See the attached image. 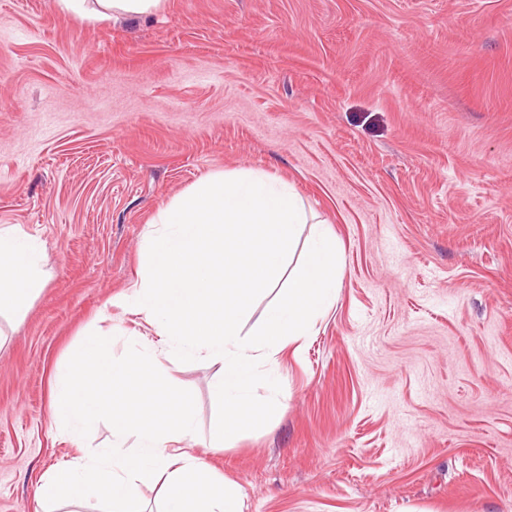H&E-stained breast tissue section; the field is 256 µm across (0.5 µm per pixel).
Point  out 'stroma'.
I'll use <instances>...</instances> for the list:
<instances>
[{"label": "stroma", "mask_w": 512, "mask_h": 512, "mask_svg": "<svg viewBox=\"0 0 512 512\" xmlns=\"http://www.w3.org/2000/svg\"><path fill=\"white\" fill-rule=\"evenodd\" d=\"M292 183L343 246L272 426L201 449L241 512H512V0H164L87 21L0 0V226L47 278L0 316V512L74 447L50 380L115 300L158 207L207 173ZM217 366L176 375L200 439Z\"/></svg>", "instance_id": "stroma-1"}]
</instances>
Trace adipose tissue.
I'll list each match as a JSON object with an SVG mask.
<instances>
[{
    "label": "adipose tissue",
    "instance_id": "ef3b65f1",
    "mask_svg": "<svg viewBox=\"0 0 512 512\" xmlns=\"http://www.w3.org/2000/svg\"><path fill=\"white\" fill-rule=\"evenodd\" d=\"M162 0H58L61 10L88 21L141 16L160 8ZM41 244L19 226L0 227V314L12 309L20 296L43 284Z\"/></svg>",
    "mask_w": 512,
    "mask_h": 512
}]
</instances>
